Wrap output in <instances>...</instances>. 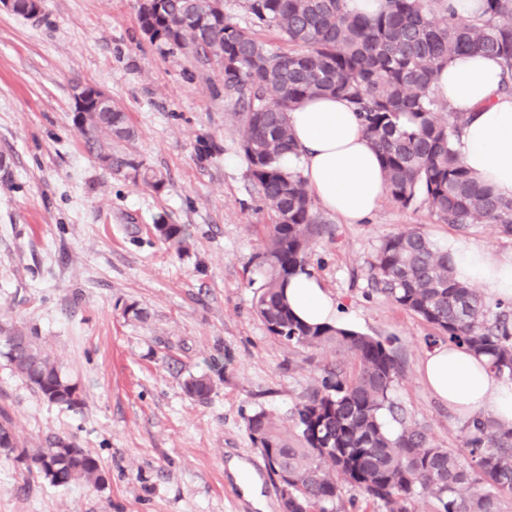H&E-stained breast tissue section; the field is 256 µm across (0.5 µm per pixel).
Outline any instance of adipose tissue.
Returning <instances> with one entry per match:
<instances>
[{"mask_svg": "<svg viewBox=\"0 0 512 512\" xmlns=\"http://www.w3.org/2000/svg\"><path fill=\"white\" fill-rule=\"evenodd\" d=\"M502 67L481 53L459 57L444 68L435 91L471 120L456 148L472 176L502 198L512 199V95L499 89ZM300 155H284V169L301 167L309 193L348 223L367 222L384 195L379 157L346 100L321 96L304 100L289 114ZM457 280L480 286L494 298L512 299V254L490 258L479 246L449 242ZM288 304L310 325L346 326L331 294L309 272L292 276ZM421 373L435 396L461 418L491 414L512 426V381L499 377L484 356L448 344L428 351Z\"/></svg>", "mask_w": 512, "mask_h": 512, "instance_id": "ef3b65f1", "label": "adipose tissue"}]
</instances>
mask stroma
I'll return each mask as SVG.
<instances>
[{
  "mask_svg": "<svg viewBox=\"0 0 512 512\" xmlns=\"http://www.w3.org/2000/svg\"><path fill=\"white\" fill-rule=\"evenodd\" d=\"M138 3L42 0L32 19L0 11V328L37 337L83 401L48 403L0 357V409L21 444L57 434L106 472L104 484L59 488L0 454V512H258L230 472L235 460L259 479L265 512H282L246 422L264 410L289 428L340 353L289 346L257 316L271 220L239 148L224 70L150 41ZM79 84L127 113L135 135L112 150L161 172V189L114 174L88 149L72 120ZM319 216L309 270L352 329L394 341L404 360L395 402L436 445L458 449L462 419L419 373L438 335L374 292L370 263L406 227L493 257L512 251V236L487 224L462 232L387 199L364 224ZM160 219L185 225L183 246L156 234ZM132 304L143 318L126 315ZM192 375L212 379L206 403L186 395Z\"/></svg>",
  "mask_w": 512,
  "mask_h": 512,
  "instance_id": "1",
  "label": "stroma"
}]
</instances>
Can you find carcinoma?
Returning a JSON list of instances; mask_svg holds the SVG:
<instances>
[{"label": "carcinoma", "mask_w": 512, "mask_h": 512, "mask_svg": "<svg viewBox=\"0 0 512 512\" xmlns=\"http://www.w3.org/2000/svg\"><path fill=\"white\" fill-rule=\"evenodd\" d=\"M256 23L275 26L290 46L271 49L253 29L224 16V0H162L159 11H138L140 28L159 41L224 65V97L235 106L239 147L270 210V238L259 255L266 279L256 313L267 331L293 347L334 345L355 367L327 366L296 405L284 431L264 410L248 418L252 444L272 474L285 475L282 512H341L342 492L356 491L381 512H411L418 497L437 512H506L512 505V426L488 415L466 420L460 451L441 448L425 427L392 399L403 366L387 340L294 316L284 296L288 280L307 266L322 232L299 171L280 165L296 145L288 112L307 98L342 97L359 115L377 152L385 196L404 209L421 205L437 220L464 231L489 224L512 235V200L474 178L454 147L469 121L440 100L434 85L457 57L482 52L500 59L501 91L512 94V0H483L482 15L461 19L445 0H384L374 14L353 0H247ZM104 166L158 190L163 176L112 153V140L133 129L112 99L73 116ZM171 244L186 240L181 224H155ZM377 291L412 312L451 344L487 357L512 381V303L489 305L456 280L448 250L416 227L384 238L370 263ZM3 356L43 399L81 405L76 385L36 345V337L6 332ZM186 394L199 402L210 377L192 376ZM398 423L391 432L385 415ZM0 453L56 487L105 481L99 459L76 443L48 435L36 448L18 444L12 419L0 411Z\"/></svg>", "instance_id": "cac0c4a2"}]
</instances>
